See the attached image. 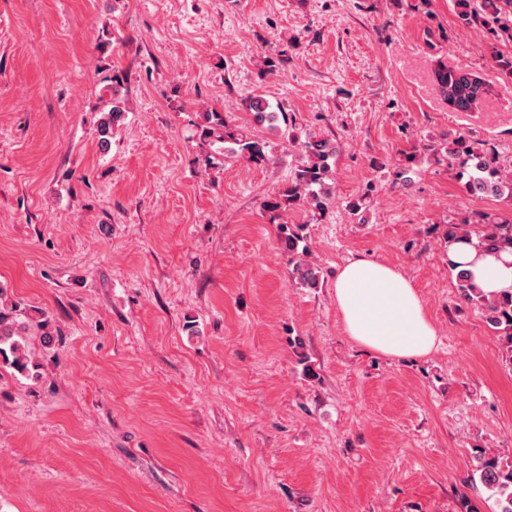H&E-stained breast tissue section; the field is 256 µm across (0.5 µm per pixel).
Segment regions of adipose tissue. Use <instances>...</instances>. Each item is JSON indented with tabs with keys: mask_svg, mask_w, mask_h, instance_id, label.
Here are the masks:
<instances>
[{
	"mask_svg": "<svg viewBox=\"0 0 512 512\" xmlns=\"http://www.w3.org/2000/svg\"><path fill=\"white\" fill-rule=\"evenodd\" d=\"M448 258L484 293L512 292V251L458 243ZM334 297L345 333L359 346L396 359L435 350L437 330L419 292L391 266L363 257L348 262L336 275Z\"/></svg>",
	"mask_w": 512,
	"mask_h": 512,
	"instance_id": "obj_1",
	"label": "adipose tissue"
}]
</instances>
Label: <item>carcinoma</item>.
<instances>
[{
    "label": "carcinoma",
    "mask_w": 512,
    "mask_h": 512,
    "mask_svg": "<svg viewBox=\"0 0 512 512\" xmlns=\"http://www.w3.org/2000/svg\"><path fill=\"white\" fill-rule=\"evenodd\" d=\"M454 6L463 23L478 24L497 37L512 39V0H481L479 3L476 0H454ZM436 76L439 85L454 100L457 111L468 112L478 108L490 94L487 81L473 72L443 66ZM245 106L262 123L276 121L283 114L280 108L272 106L260 95L248 96ZM125 112L122 99L114 96L107 102V110L98 125L102 146H108L112 128L123 119ZM198 135L201 143L218 146L223 156L243 158L256 166L269 161L266 142L230 126L220 112L203 114ZM298 147L304 162L288 188V202L321 213L328 200L326 185L332 174L331 160L336 157V144L326 139H309L298 144ZM426 149L433 151L437 148L428 145ZM437 150L448 162V167H457V175L465 179L464 187L470 195L501 197L503 186L506 185L509 187L508 201L512 202V175L507 177L502 174L493 150L484 149L463 135L452 138ZM279 229L299 284L308 288L317 287L318 272L304 259V253L298 251L299 234L288 229L286 224L279 225ZM447 239L450 245L456 241L475 239L478 246L489 252L512 250V220L450 224ZM456 279L460 296L483 311L486 321L501 341L502 361L512 368V293L488 297L474 288L464 273H456ZM29 330L30 325L21 320V311L4 299L3 290L0 289V357L22 374L36 368L25 340ZM474 457L478 461V481L496 497L499 512H512V463L500 461L485 448L475 449Z\"/></svg>",
    "instance_id": "obj_1"
}]
</instances>
